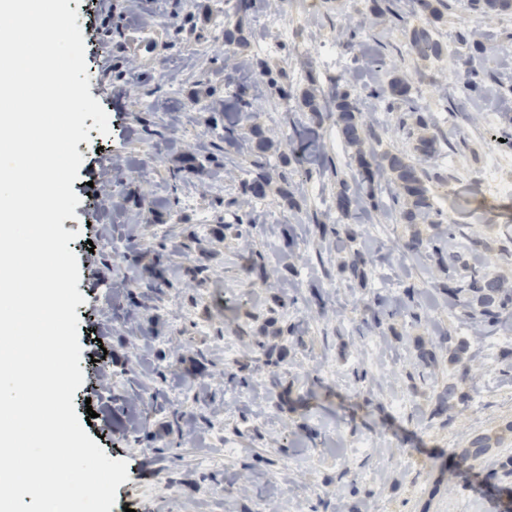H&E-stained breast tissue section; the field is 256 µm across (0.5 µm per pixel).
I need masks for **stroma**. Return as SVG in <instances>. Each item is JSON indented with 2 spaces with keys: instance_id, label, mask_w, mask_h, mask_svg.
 <instances>
[{
  "instance_id": "1",
  "label": "stroma",
  "mask_w": 512,
  "mask_h": 512,
  "mask_svg": "<svg viewBox=\"0 0 512 512\" xmlns=\"http://www.w3.org/2000/svg\"><path fill=\"white\" fill-rule=\"evenodd\" d=\"M234 0H70L86 36L90 94L109 117V135L90 130L72 184L80 203L65 230L78 257L80 336L104 347L82 350L84 383L75 411H95L88 435L113 460L128 463L111 512H492L496 481L486 463L450 469L448 452L476 430L512 418V341L497 326L475 331L448 305V282L435 259L403 252L408 235L397 219L404 198L392 180L375 183L349 217L333 199L356 187L355 150L342 139L328 96L349 92L374 131L376 154L416 161L422 134L443 150L426 166L427 186L441 221L464 225L488 248L483 273L512 286V196L493 181L512 182V126L502 108L512 102V13L493 19L470 0H443L441 19L400 0L399 22L370 20L366 0H277L274 9L241 16L242 56L282 76L289 98L260 77L242 129L269 130L261 161L266 195L249 199L251 156L225 147L222 170L204 164L203 148L218 140L233 116V89L223 44L213 42L218 7ZM196 30L192 53L171 36L186 16ZM357 26L353 49L343 29ZM427 26L459 62L423 58L410 48L412 29ZM473 34L482 54L461 44ZM484 70L466 84L465 60ZM406 78L427 128L401 124V112L378 97L390 77ZM317 95L322 125L308 120L304 91ZM192 127L182 138L179 125ZM497 174H490L491 161ZM112 181V207L103 209L97 183ZM345 224L350 249L322 237L323 224ZM294 251H287L283 227ZM367 262L360 275L344 269L349 250ZM164 254L165 288H149L156 252ZM139 263H131V255ZM202 262L207 287L223 306L205 302L185 269ZM413 291L410 309L363 323L375 298ZM301 341L288 335L289 326ZM470 342L472 371L462 377L448 354L432 366L418 359L434 329ZM286 350L279 366L260 361L259 346ZM242 369L248 385L229 379ZM111 392L91 396L100 371ZM196 382L197 399L175 396ZM456 385L468 400L458 413L435 414L436 397ZM216 402L199 442L177 444L170 413H193ZM223 443H216L215 428ZM211 456L204 464L202 456Z\"/></svg>"
}]
</instances>
